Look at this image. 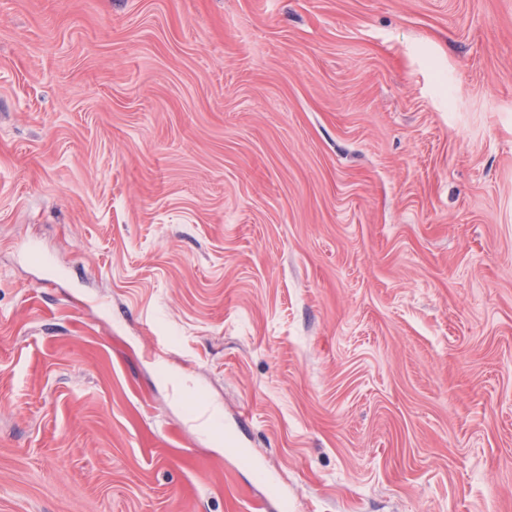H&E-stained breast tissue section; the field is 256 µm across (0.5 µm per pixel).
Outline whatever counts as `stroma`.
<instances>
[{"label": "stroma", "instance_id": "obj_1", "mask_svg": "<svg viewBox=\"0 0 512 512\" xmlns=\"http://www.w3.org/2000/svg\"><path fill=\"white\" fill-rule=\"evenodd\" d=\"M268 476L512 512V0H0V512Z\"/></svg>", "mask_w": 512, "mask_h": 512}]
</instances>
